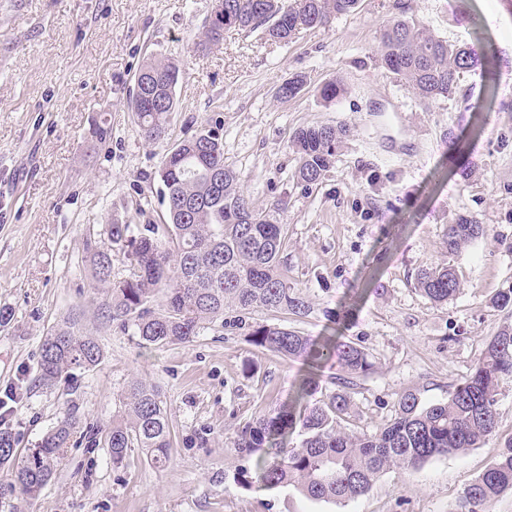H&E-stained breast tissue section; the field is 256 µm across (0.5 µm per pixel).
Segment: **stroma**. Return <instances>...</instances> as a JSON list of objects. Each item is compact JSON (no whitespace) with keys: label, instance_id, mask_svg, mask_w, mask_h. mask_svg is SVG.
Wrapping results in <instances>:
<instances>
[{"label":"stroma","instance_id":"stroma-1","mask_svg":"<svg viewBox=\"0 0 512 512\" xmlns=\"http://www.w3.org/2000/svg\"><path fill=\"white\" fill-rule=\"evenodd\" d=\"M212 0H0L1 423L19 455L68 416L111 423L136 377L156 385L173 447L159 469L141 452L123 467L75 435L55 478L25 512H451L464 486L512 437V381L501 387L496 436L478 448L391 469L347 504L314 502L257 482V456L234 448L238 430L288 401L307 370L249 340L282 324L313 337L342 336L374 364L350 393L348 425L372 433L400 395L444 401L469 374L512 309L491 304L512 287V0H359L326 29L290 41L228 30L201 50ZM424 23L452 43L496 56L490 80L465 72L458 95L430 105L379 61L380 31L394 16ZM178 64L177 106L164 139L146 142L129 106L145 62ZM302 75L283 102L275 89ZM345 87L324 101L320 87ZM111 130L106 144L93 123ZM349 125L332 167L314 184L297 176L291 137L300 128ZM219 131L224 163L255 206L280 203L281 271L308 301L298 318L225 309L192 342L143 346L104 317L88 245L103 225L144 232L166 221L157 171L192 135ZM489 236L461 254L442 243L456 214ZM450 264L461 290L435 304L418 273ZM103 356L53 388L34 387L45 336L71 313ZM247 469L252 486L236 480Z\"/></svg>","mask_w":512,"mask_h":512}]
</instances>
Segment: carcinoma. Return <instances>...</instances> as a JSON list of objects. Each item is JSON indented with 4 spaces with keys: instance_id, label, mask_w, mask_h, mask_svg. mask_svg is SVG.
Wrapping results in <instances>:
<instances>
[{
    "instance_id": "cac0c4a2",
    "label": "carcinoma",
    "mask_w": 512,
    "mask_h": 512,
    "mask_svg": "<svg viewBox=\"0 0 512 512\" xmlns=\"http://www.w3.org/2000/svg\"><path fill=\"white\" fill-rule=\"evenodd\" d=\"M358 0H224V17L204 26L207 48L224 39L229 29L252 31L286 41L299 29H321L338 15L353 11ZM488 54L468 44H451L423 24L398 16L384 27L380 63L412 90L424 104L451 97L460 74L485 71ZM180 69L173 62L151 60L136 78L130 106L143 137L155 142L165 135L176 108L175 87ZM305 79L295 75L275 93L280 101L298 95ZM157 92L162 102L142 107L140 96ZM350 129L309 126L295 131L292 145L299 155L298 176L307 184L321 180ZM163 185L167 223L134 233L130 224H109V245L89 255L95 278L107 294L102 301L112 320L133 329L146 345L186 343L206 325L224 316V308H262L302 317L308 302L294 293L280 270L285 243L283 210L277 203L257 208L244 195L238 175L224 165V147L214 131L194 135L167 152L158 171ZM488 237L487 227L468 215L448 225L443 245L450 254ZM128 247L135 272L112 279L111 245ZM417 285L434 303L455 297L461 283L448 265L422 272ZM79 319L66 318L44 339L35 385L53 386L73 368H90L101 359L93 338L80 334ZM251 342L286 358H302L309 372L298 388L306 401L301 411L282 406L238 431L234 447L251 456L276 446L274 460L263 462L262 479L269 489L293 488L306 498L342 504L367 495L376 479L390 469L415 470L437 456L477 448L495 436L496 403L501 384L512 379V322L503 324L487 343L471 373L448 393V400L423 404L411 390L401 395L395 416L375 433L344 425L350 389L369 374L368 353L342 336L316 342L284 325H262ZM336 360L329 377L334 389L323 392L317 374L322 364ZM122 414L112 423L86 428L90 447L108 449L112 466L126 463L139 450L152 465L169 460L173 439L166 406L158 388L132 380L123 398ZM79 421L73 417L43 436L37 448L17 458L12 432L0 428V466L14 473L0 484V499L19 492L34 501L52 481ZM299 431L298 444L287 442ZM512 491V436L500 444L490 464L464 486L451 512H489V505Z\"/></svg>"
}]
</instances>
